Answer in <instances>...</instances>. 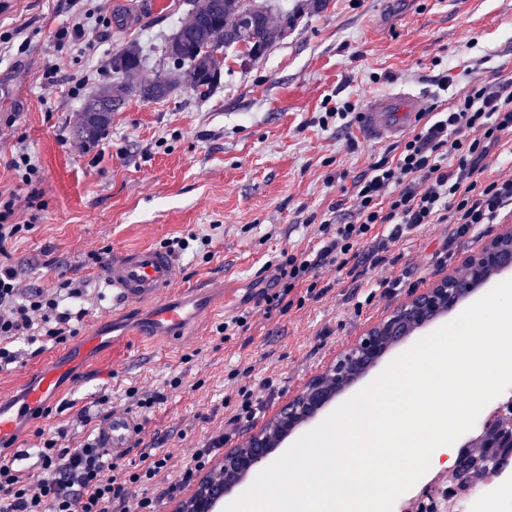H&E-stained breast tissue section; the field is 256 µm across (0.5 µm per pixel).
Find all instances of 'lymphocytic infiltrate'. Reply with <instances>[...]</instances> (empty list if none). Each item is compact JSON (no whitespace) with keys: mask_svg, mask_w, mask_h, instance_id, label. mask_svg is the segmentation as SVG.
<instances>
[{"mask_svg":"<svg viewBox=\"0 0 512 512\" xmlns=\"http://www.w3.org/2000/svg\"><path fill=\"white\" fill-rule=\"evenodd\" d=\"M512 132V82L475 85L453 107L419 130L395 152H384L354 182L352 220L323 221L319 245L299 252L281 251L272 262V285L260 289L265 313H282L293 303L318 299L310 277L322 266L344 269L358 246L374 245L382 263L391 244L427 224H452L466 235L478 224H491L512 206V178L478 187L491 146ZM17 272L0 263V368L15 363L7 342L42 327L48 340L62 343L74 335L83 311L69 308L81 298L80 286L65 282L61 291L20 289ZM39 474L25 473L16 457L0 459V512H156L158 500L141 494L167 467L153 451L129 466L89 442L59 447L44 439L36 450Z\"/></svg>","mask_w":512,"mask_h":512,"instance_id":"lymphocytic-infiltrate-1","label":"lymphocytic infiltrate"}]
</instances>
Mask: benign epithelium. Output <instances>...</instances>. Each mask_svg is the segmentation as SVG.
<instances>
[{
  "label": "benign epithelium",
  "mask_w": 512,
  "mask_h": 512,
  "mask_svg": "<svg viewBox=\"0 0 512 512\" xmlns=\"http://www.w3.org/2000/svg\"><path fill=\"white\" fill-rule=\"evenodd\" d=\"M451 302L448 294V279H443L436 286L416 295L407 304L385 321L383 324L367 331L360 337L355 345L343 353L336 365L328 373L339 372L341 364L347 357H357L361 361L369 362L381 354L383 338L381 332L389 327L400 315H407L415 321L424 319L427 312L441 304ZM323 405L322 391L314 384H309L306 392L289 401L265 426L259 434H253L236 448L224 451V455L214 459L210 470L199 480L192 493L179 501L174 512H214L216 503L224 496V485L218 476L226 468L234 471L253 470L261 463L267 461L274 453V446L268 439L274 433L282 434L293 426L297 419H305L314 415Z\"/></svg>",
  "instance_id": "1"
}]
</instances>
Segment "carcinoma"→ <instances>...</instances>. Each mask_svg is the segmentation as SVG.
I'll return each instance as SVG.
<instances>
[{
	"mask_svg": "<svg viewBox=\"0 0 512 512\" xmlns=\"http://www.w3.org/2000/svg\"><path fill=\"white\" fill-rule=\"evenodd\" d=\"M271 9L260 4V0H193L189 21L171 38L166 55L173 59L178 78L157 73L153 78L142 77L144 64L140 51L130 45L112 58L113 80L109 88L99 96H112L122 102L129 94L138 91L145 98L160 99L178 86L190 90L205 87L200 96H207L216 84L209 79L208 72L221 70L223 64L199 53L204 46L221 45L226 49L246 44L255 49H269L285 32V26H294L295 14L279 15L282 26L274 28L270 23ZM93 102H88L82 112L78 132L85 140L98 138L112 123V113L93 112ZM496 271L490 263L464 269L462 275L448 280L450 295L462 297L468 293L466 286L487 278ZM364 366L360 361L348 358L342 364L340 380L330 377L321 379L322 387L332 392L357 378ZM486 445L489 448L512 449V430L503 431L496 426L489 428Z\"/></svg>",
	"mask_w": 512,
	"mask_h": 512,
	"instance_id": "carcinoma-1",
	"label": "carcinoma"
}]
</instances>
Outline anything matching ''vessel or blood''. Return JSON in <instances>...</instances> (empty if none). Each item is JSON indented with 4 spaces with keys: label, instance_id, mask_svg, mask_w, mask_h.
Segmentation results:
<instances>
[{
    "label": "vessel or blood",
    "instance_id": "1",
    "mask_svg": "<svg viewBox=\"0 0 512 512\" xmlns=\"http://www.w3.org/2000/svg\"><path fill=\"white\" fill-rule=\"evenodd\" d=\"M424 108L423 97L414 93L375 95L365 103L361 125L370 136L388 138ZM176 266L171 253L146 247L116 253L105 269L104 280L116 300L146 305L144 335H183L208 306L205 288L190 286L174 291ZM66 374V362L56 361L52 368L36 372L20 399L0 402V450L13 447L21 423L47 411L57 399ZM137 429L138 422L131 414L115 411L96 422L94 434L100 447L120 457L131 448Z\"/></svg>",
    "mask_w": 512,
    "mask_h": 512
}]
</instances>
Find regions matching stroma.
<instances>
[{
  "label": "stroma",
  "instance_id": "stroma-1",
  "mask_svg": "<svg viewBox=\"0 0 512 512\" xmlns=\"http://www.w3.org/2000/svg\"><path fill=\"white\" fill-rule=\"evenodd\" d=\"M95 15L81 40L64 37L78 12ZM190 0H6L0 35L20 33L25 51L0 54V186L36 214L33 230L9 245L10 264L23 288H52L67 279L87 283L89 301L77 336L67 340L73 378L64 382L46 433H62V447L80 446L99 418L133 410L127 387L158 394L139 413L141 431L126 462L143 449L169 458L149 484L158 512H169L165 489L179 482L195 448L224 428V401L241 385L274 382V395L226 445L259 431L288 401L335 365L339 355L384 322L414 290L459 273L463 256L503 234L506 218L456 237L450 224H429L392 246L386 265L361 248L348 267L318 269L327 292L302 308L265 316L255 310L267 261L288 249L316 246L319 226L345 221L351 190L392 141L374 140L358 118L318 119L325 98L364 104L367 96L401 89L446 111L473 83L512 82V0H328L302 14L261 58L244 63L228 52L220 83L207 98L177 88L146 101L132 95L112 113L98 141L77 132L87 101L112 82V56L136 43L145 72L171 70L162 49L188 21ZM54 71L46 81V71ZM39 166L32 183L6 167L17 150ZM208 234L210 258L178 253L177 286L211 283L234 297L227 313L254 309L248 330L231 340L215 331L220 316L202 317L179 341L126 348L103 344L83 352L100 323L120 332L138 325L137 312L112 317V290L91 252L162 246L176 237ZM398 287H386L389 279ZM425 323L392 343L378 364L346 386L325 410L352 398L420 338L454 320ZM16 363L0 370V394H19L27 366L46 361L50 342L17 343ZM180 377L179 388L168 385Z\"/></svg>",
  "mask_w": 512,
  "mask_h": 512
}]
</instances>
